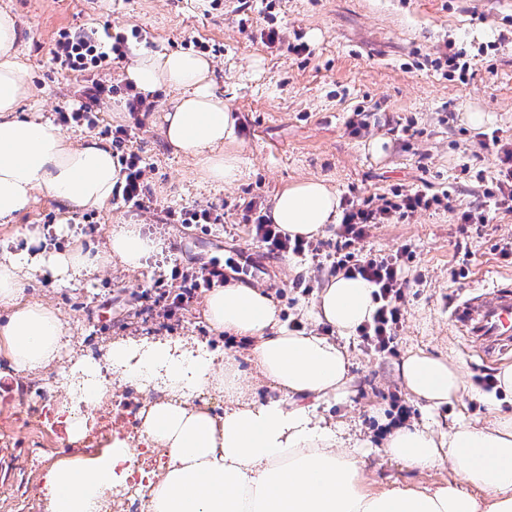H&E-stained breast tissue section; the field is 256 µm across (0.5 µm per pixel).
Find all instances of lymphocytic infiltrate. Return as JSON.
Returning a JSON list of instances; mask_svg holds the SVG:
<instances>
[{
  "instance_id": "obj_1",
  "label": "lymphocytic infiltrate",
  "mask_w": 512,
  "mask_h": 512,
  "mask_svg": "<svg viewBox=\"0 0 512 512\" xmlns=\"http://www.w3.org/2000/svg\"><path fill=\"white\" fill-rule=\"evenodd\" d=\"M130 48L128 38L122 29L105 32L103 40H95L81 31L63 30L59 33L54 60L61 67L72 72H91L103 62L121 64ZM134 132L118 127L112 140L115 148L121 149L120 157L122 180L117 185L113 198L124 206L138 210L157 209L158 200L145 184V165L142 157L133 151H124V143L133 137ZM438 195L423 191L400 195L398 200L383 199L381 205L371 207L352 200L343 203L342 219L336 230V239L327 244L290 238L270 216L257 206H249L244 220L251 224L256 241L271 257L291 255L300 259H319L327 274L344 273L358 275L374 285V296L379 303L371 323L361 326L359 336L368 349L380 355H395L396 336L403 318L400 301L405 290L413 281L409 274L412 257L410 247H402L390 254L353 252V245L365 235L369 225L380 224L391 217H407L415 212L441 205ZM157 286L171 285L175 294L171 309L182 308L205 290L210 289L212 280L206 267L186 268L173 264L167 277L157 279Z\"/></svg>"
}]
</instances>
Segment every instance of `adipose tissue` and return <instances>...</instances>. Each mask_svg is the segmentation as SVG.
<instances>
[{
    "label": "adipose tissue",
    "instance_id": "1",
    "mask_svg": "<svg viewBox=\"0 0 512 512\" xmlns=\"http://www.w3.org/2000/svg\"><path fill=\"white\" fill-rule=\"evenodd\" d=\"M18 40L16 16L0 10V225L13 223L41 195L68 219L107 206L120 171L111 146L95 137L70 143L52 121L20 112L32 76ZM124 78L146 97L178 91L163 116L165 140L208 181L240 178L237 120L216 93L205 56L144 54ZM340 214L337 193L318 179L287 186L270 210L290 237L308 240ZM155 248L139 225L117 224L100 246L0 254V357L17 373L56 372L73 414L71 438L80 437L85 410L111 399L114 381L143 391L163 382L162 398L139 412L143 437L167 455L162 478L143 492L144 512H512V415L483 425L461 418L445 431L426 423L390 429L383 448L392 460L421 471L448 462L460 479L376 492L363 482L362 443L345 445L317 413V402L345 394L351 361L343 340L377 307L373 286L361 278L333 275L317 291L312 315L334 329L331 337L289 329L273 294L262 289L230 285L207 294L203 316L213 332L241 338L244 360L272 387L273 397L263 401L246 398L235 357L181 336L120 338L100 358H64L68 327L51 305L28 298L29 275L47 272L63 284L115 262L134 272ZM399 373L430 417L458 402L465 388L460 363L421 350L406 354ZM210 390L223 393V415L191 405ZM133 462L134 448L120 436L99 453L59 459L44 485L50 512H97L101 498L120 486L122 466Z\"/></svg>",
    "mask_w": 512,
    "mask_h": 512
}]
</instances>
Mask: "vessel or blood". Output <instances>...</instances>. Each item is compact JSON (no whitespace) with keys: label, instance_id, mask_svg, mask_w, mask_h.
Returning a JSON list of instances; mask_svg holds the SVG:
<instances>
[{"label":"vessel or blood","instance_id":"b4317fda","mask_svg":"<svg viewBox=\"0 0 512 512\" xmlns=\"http://www.w3.org/2000/svg\"><path fill=\"white\" fill-rule=\"evenodd\" d=\"M452 321L472 351L485 361L512 354V282L463 296Z\"/></svg>","mask_w":512,"mask_h":512}]
</instances>
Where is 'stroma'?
Wrapping results in <instances>:
<instances>
[{
    "label": "stroma",
    "mask_w": 512,
    "mask_h": 512,
    "mask_svg": "<svg viewBox=\"0 0 512 512\" xmlns=\"http://www.w3.org/2000/svg\"><path fill=\"white\" fill-rule=\"evenodd\" d=\"M264 2V12L242 13L238 0H0V8L18 19V50L33 75L20 109L52 120L62 101L78 98L92 81L120 86L125 72L121 65L83 74L55 69L51 57L60 30L134 28L135 55L192 53L205 43L215 89L238 120L237 152L245 170L239 181L217 185L191 159L175 154L162 124L176 95L163 90L126 147L143 158L147 186L163 206L223 202V229L164 225L159 212L113 202L84 211L61 231L57 203L41 197L16 223L0 226V250L25 249L27 230L46 224L54 231L41 245L60 252L77 238L102 244L116 224L143 225L160 250L139 271L116 264L64 285L40 273L31 278L29 294L54 305L69 324L66 355L98 353L120 336H193L231 355L241 342L213 335L200 301L162 318L168 300L154 279L165 265L218 264L226 284L273 292L284 322L298 320L312 329L313 298L294 284L318 278L315 262L266 258L243 220L248 206L270 207L280 189L311 178L324 180L343 199H375L396 190L447 194L448 205L367 227L360 248L387 254L409 246L410 268L422 280L401 302L396 355L367 353L358 337H350L352 381L326 408L358 439L371 440L365 476L372 489L451 479L450 466L421 473L383 456L373 423L376 407L388 406L391 393L403 390L397 375L402 355L418 350L460 360L465 370L466 393L441 408L435 429H448L460 413L481 423L512 414V394L478 383L498 374V367L473 354L451 318L455 298L512 277V257L499 252L512 242V212L490 211L489 224L481 228L457 222L459 209L482 200L484 189L495 184L497 168L482 144L484 135L497 133L502 145H512V0ZM271 27L280 41L267 40ZM452 41L467 52L469 69L462 77L449 75L445 64ZM292 43L307 44L308 53H290ZM360 109L380 119L355 135L349 122ZM92 111L93 125L66 129L71 142L88 136L107 141L111 129L133 122L119 96L100 99ZM475 111L488 114L483 127L466 124V113ZM376 141L377 152L371 149ZM54 383L51 373L33 381L20 374L0 377V512H40L47 470L57 458L83 452L61 444L59 435L30 434L16 412L22 396L37 404L52 398Z\"/></svg>",
    "instance_id": "stroma-1"
}]
</instances>
